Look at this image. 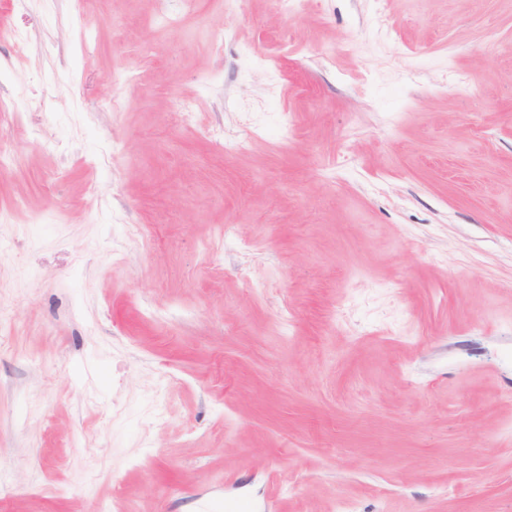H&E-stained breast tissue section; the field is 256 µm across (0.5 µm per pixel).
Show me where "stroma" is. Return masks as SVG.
<instances>
[{"label": "stroma", "mask_w": 512, "mask_h": 512, "mask_svg": "<svg viewBox=\"0 0 512 512\" xmlns=\"http://www.w3.org/2000/svg\"><path fill=\"white\" fill-rule=\"evenodd\" d=\"M173 6L0 0V512H512V0Z\"/></svg>", "instance_id": "stroma-1"}]
</instances>
